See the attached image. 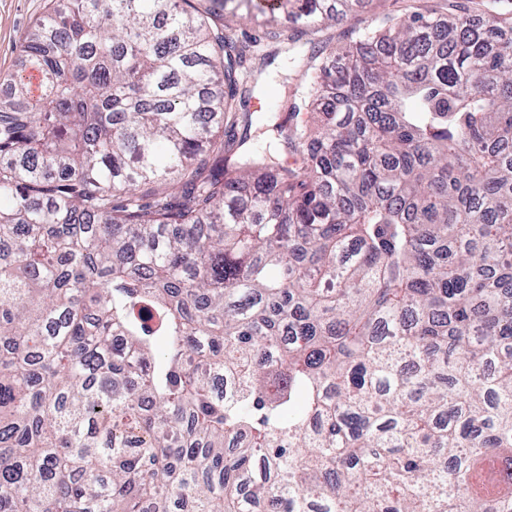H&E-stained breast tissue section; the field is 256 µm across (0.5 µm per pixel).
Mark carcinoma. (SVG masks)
Segmentation results:
<instances>
[{"label": "carcinoma", "mask_w": 512, "mask_h": 512, "mask_svg": "<svg viewBox=\"0 0 512 512\" xmlns=\"http://www.w3.org/2000/svg\"><path fill=\"white\" fill-rule=\"evenodd\" d=\"M356 2L281 0L264 64ZM498 2L312 53L265 145L237 136L258 39L214 9L62 0L25 34L39 91L0 95V512H512Z\"/></svg>", "instance_id": "1"}]
</instances>
